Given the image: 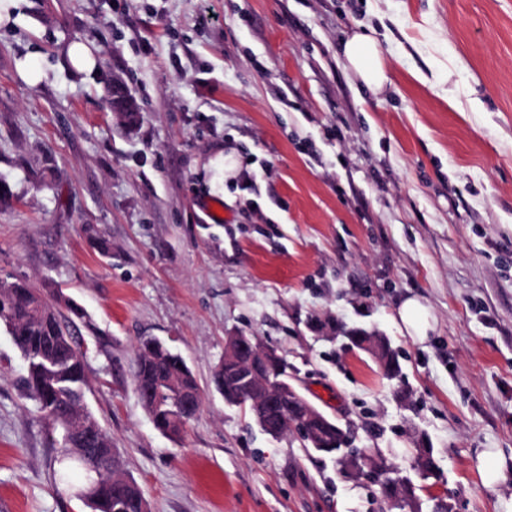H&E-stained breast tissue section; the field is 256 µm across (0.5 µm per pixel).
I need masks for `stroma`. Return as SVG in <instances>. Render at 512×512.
I'll return each instance as SVG.
<instances>
[{"label": "stroma", "instance_id": "obj_1", "mask_svg": "<svg viewBox=\"0 0 512 512\" xmlns=\"http://www.w3.org/2000/svg\"><path fill=\"white\" fill-rule=\"evenodd\" d=\"M211 4L204 26L199 0H20L0 26V279L83 309L59 313L83 341L85 405L150 512H381L378 487L225 403L212 372L236 331L417 486L402 512H512V0ZM364 30L391 78L373 95L341 54ZM75 42L93 70L67 62ZM114 82L134 125L111 110ZM409 297L432 314L426 342L398 320ZM355 328L389 339L400 377L350 344ZM144 338L201 389L179 436L132 384ZM26 376L0 324V512H90L54 480L60 434ZM67 57L78 71L90 70L96 65V57L92 49L81 42L74 43L68 48ZM476 469L485 486H493L501 478V465L497 453L491 450H483L476 457Z\"/></svg>", "mask_w": 512, "mask_h": 512}]
</instances>
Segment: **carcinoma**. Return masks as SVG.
Here are the masks:
<instances>
[{
    "instance_id": "obj_1",
    "label": "carcinoma",
    "mask_w": 512,
    "mask_h": 512,
    "mask_svg": "<svg viewBox=\"0 0 512 512\" xmlns=\"http://www.w3.org/2000/svg\"><path fill=\"white\" fill-rule=\"evenodd\" d=\"M56 301H63V296L58 293L51 301L22 282L0 283V322L9 328L27 362L28 393L44 417L61 431L60 468L55 472V480L71 490L76 487L72 476L80 472L81 486L95 483L92 512H148V502L136 482L117 474L112 437L84 406L85 356L61 323ZM378 363L388 376L399 373L398 355L390 342H385ZM260 368L262 374L274 381L288 379V363L284 358L277 363L262 364ZM240 371L239 367L228 366L213 372V383L216 389L224 390V400L228 402L241 393ZM132 381L155 428L163 434L168 431L180 434L182 428L176 425L174 397L201 395L182 357L146 339L135 357ZM300 415L298 407L286 404L265 412L266 424L287 429L289 422ZM311 430L325 444L314 452L334 456L343 478L370 481L379 486L385 502L399 508L415 498L414 485L391 477V469L384 460L375 459L364 449L351 447L338 423L320 429L313 426ZM94 463L97 464L95 473L88 470ZM415 466L426 475L436 470L431 449H417Z\"/></svg>"
}]
</instances>
